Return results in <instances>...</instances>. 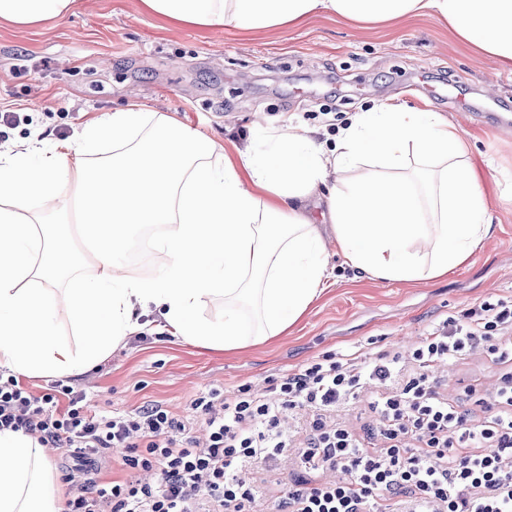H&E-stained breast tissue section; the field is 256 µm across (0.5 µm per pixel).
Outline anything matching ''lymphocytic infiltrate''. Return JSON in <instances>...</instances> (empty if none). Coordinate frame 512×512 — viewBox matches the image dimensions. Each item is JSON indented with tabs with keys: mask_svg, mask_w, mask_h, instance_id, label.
Masks as SVG:
<instances>
[{
	"mask_svg": "<svg viewBox=\"0 0 512 512\" xmlns=\"http://www.w3.org/2000/svg\"><path fill=\"white\" fill-rule=\"evenodd\" d=\"M482 354L497 368L493 401L470 379L449 401L431 378L450 359ZM374 387L369 422L336 417ZM181 420L159 404L125 414L91 412L83 392L34 394L0 375V430L94 455L124 449L123 464L156 480L80 487L66 512H256L253 467L290 454L310 474L273 512H512V298L483 300L434 326L410 360L391 352L328 354L274 379L243 384L233 399H194ZM205 442L193 439L194 424ZM340 470L331 480L327 471Z\"/></svg>",
	"mask_w": 512,
	"mask_h": 512,
	"instance_id": "1",
	"label": "lymphocytic infiltrate"
}]
</instances>
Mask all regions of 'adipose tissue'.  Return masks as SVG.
<instances>
[{"label": "adipose tissue", "mask_w": 512, "mask_h": 512, "mask_svg": "<svg viewBox=\"0 0 512 512\" xmlns=\"http://www.w3.org/2000/svg\"><path fill=\"white\" fill-rule=\"evenodd\" d=\"M77 0H0V20L36 26ZM201 29L298 27L311 16L384 26L428 15L512 68V0H141ZM356 179H346L348 171ZM40 211H33L32 202ZM323 205L321 220L311 208ZM164 225L168 258L150 279L117 272L133 230ZM493 231L484 179L460 127L393 103L354 113L334 144L316 129L255 128L224 142L134 102L76 141L0 152V369L77 377L120 347L151 309L172 337L217 350L259 345L295 325L327 288L332 256L372 278L427 282ZM95 247L83 276L77 240ZM65 282L72 346L57 323ZM223 300L220 319L202 314ZM0 512H63L45 447L0 431Z\"/></svg>", "instance_id": "obj_1"}]
</instances>
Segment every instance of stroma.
Returning a JSON list of instances; mask_svg holds the SVG:
<instances>
[{
	"label": "stroma",
	"mask_w": 512,
	"mask_h": 512,
	"mask_svg": "<svg viewBox=\"0 0 512 512\" xmlns=\"http://www.w3.org/2000/svg\"><path fill=\"white\" fill-rule=\"evenodd\" d=\"M136 98L164 115L224 140L234 153L255 125L305 123L334 139L348 117L392 101L461 122L492 190H512V71L458 42L428 16L383 27L311 17L302 26L253 32L165 26L141 0H79L77 15L34 27L0 22V111L16 119L8 142L36 135L74 138L83 126ZM495 232L447 275L420 284L371 278L334 259L333 285L296 326L237 351L158 337L154 315L139 316L140 343L67 385L96 410L125 412L157 402L179 417L209 390L237 394L327 353L377 349L410 353L439 322L492 295L512 296V208L491 205ZM478 374L485 397L496 378L483 355L447 362L434 379L449 398ZM123 449L98 454L97 469L71 452L51 457L63 493L80 480L125 478Z\"/></svg>",
	"instance_id": "obj_1"
}]
</instances>
